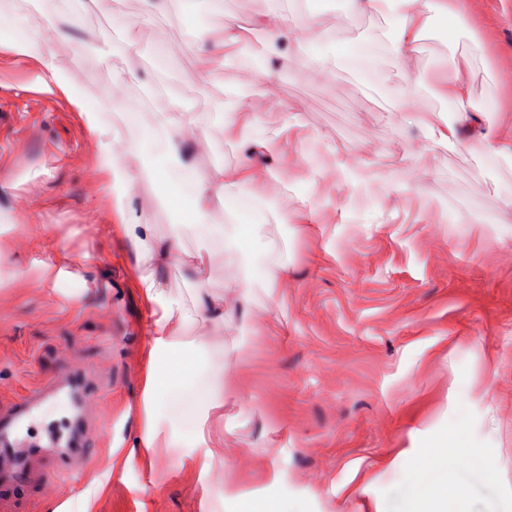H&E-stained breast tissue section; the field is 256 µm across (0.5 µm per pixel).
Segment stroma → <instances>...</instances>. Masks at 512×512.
<instances>
[{"label": "stroma", "mask_w": 512, "mask_h": 512, "mask_svg": "<svg viewBox=\"0 0 512 512\" xmlns=\"http://www.w3.org/2000/svg\"><path fill=\"white\" fill-rule=\"evenodd\" d=\"M154 4L112 0L100 13L84 0H0V216L11 222L0 230V410L70 363L90 367L101 388L89 410L101 434L93 461L56 480L50 497L40 483L55 463L42 461L27 490L0 498V512H410L427 448L463 491L451 512H512V158L501 153L512 144V0H467L456 48L441 24L430 28L404 64L429 77L413 122L385 113L393 83L346 63L357 36L385 28L381 15L281 0L298 23L276 62L254 52L267 0ZM228 12L245 32L222 63L200 68L201 34ZM309 15L344 50L325 78L297 50ZM47 16L78 18L71 39L43 46L103 124L143 141L125 170L155 166L158 178L129 185L104 173L86 114L38 82L42 60L19 41ZM130 24L134 64L99 53L101 36L121 43ZM475 38L482 53L470 51ZM452 72L472 82L476 102L501 110L489 139L476 134L479 113L450 149L429 128L446 117L438 84ZM117 87L136 124L114 113ZM244 88L241 125L258 141L284 132L285 143L252 157L257 186L233 211L214 205L211 221L242 238L265 204L275 245L257 249L255 265L285 274L254 303L233 286L235 256L205 260L199 276L224 301V328L201 323L193 334L220 340L210 360L224 372V414L210 419L207 443L149 460L141 436L155 305L134 278L119 206L132 203L158 236L196 252L182 210L198 178L241 163L221 105ZM176 97L204 115L188 169L149 133ZM60 253L69 275L52 288L39 265ZM451 426L460 447L439 442ZM213 456L223 480L207 471Z\"/></svg>", "instance_id": "35a3bbf8"}]
</instances>
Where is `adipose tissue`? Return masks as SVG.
Segmentation results:
<instances>
[{
    "instance_id": "ef3b65f1",
    "label": "adipose tissue",
    "mask_w": 512,
    "mask_h": 512,
    "mask_svg": "<svg viewBox=\"0 0 512 512\" xmlns=\"http://www.w3.org/2000/svg\"><path fill=\"white\" fill-rule=\"evenodd\" d=\"M345 7L355 13L387 16L390 24L384 33L386 52L394 61L401 62L414 56L419 41L435 22H442L449 33H456L466 3L465 0H450L446 5L441 0H346ZM39 80L53 84L79 111L87 114L91 131L103 143V171L120 174L123 158L136 150V142L122 140L116 129L102 124L94 108L74 95L67 76L51 57L44 56ZM439 94L450 104L451 115L438 129V140L452 146L457 144L472 112L480 109L490 115L497 110L493 100L476 106L470 87L464 81L448 79ZM203 123L202 113L178 100L155 115V129L163 137L167 153L183 161L188 158L187 136L201 129ZM253 177V170L247 164L233 170H217L199 182L197 198L188 215L189 223L200 227L208 238L224 240L228 250L239 252L234 285L249 299L260 293L271 294L282 279V270L270 265L262 272H254L251 247L240 246L235 238L225 237L223 225L211 223L210 207L213 203H227L236 198ZM121 213L120 231L134 252V273L146 298L160 309L159 316L153 320V368L144 390L145 407L151 411L157 403H164L176 428L175 433L164 437L156 427L147 426L141 437L142 446L152 452L188 439L197 443L204 441L205 425L211 414L224 408V374L209 367V345L191 339L189 332L201 320L223 328L224 305L214 301L200 283L188 300L170 291L162 271L171 262L182 260V242L159 240L152 225L143 223L138 213L126 207Z\"/></svg>"
}]
</instances>
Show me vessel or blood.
Returning <instances> with one entry per match:
<instances>
[{"label":"vessel or blood","mask_w":512,"mask_h":512,"mask_svg":"<svg viewBox=\"0 0 512 512\" xmlns=\"http://www.w3.org/2000/svg\"><path fill=\"white\" fill-rule=\"evenodd\" d=\"M69 396L74 415L60 430L41 428L42 405ZM100 392L91 376L79 366L64 369L49 384L27 391L14 405L0 412V496L25 489L32 468L43 456H51L62 474L82 471L96 442L86 422L90 403Z\"/></svg>","instance_id":"b4317fda"}]
</instances>
